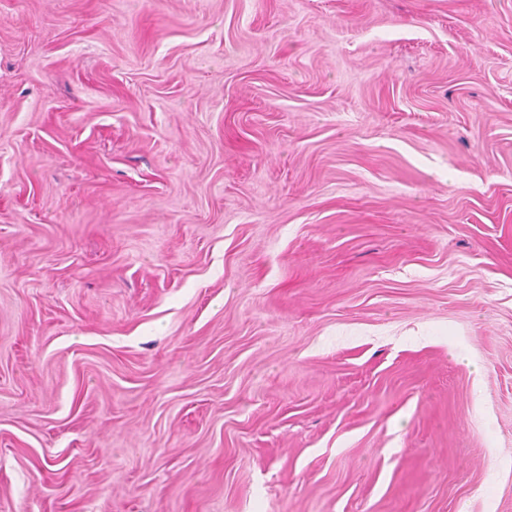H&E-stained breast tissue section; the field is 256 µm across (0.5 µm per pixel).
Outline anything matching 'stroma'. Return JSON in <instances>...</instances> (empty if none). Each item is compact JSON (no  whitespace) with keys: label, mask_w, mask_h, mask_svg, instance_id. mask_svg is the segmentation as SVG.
<instances>
[{"label":"stroma","mask_w":512,"mask_h":512,"mask_svg":"<svg viewBox=\"0 0 512 512\" xmlns=\"http://www.w3.org/2000/svg\"><path fill=\"white\" fill-rule=\"evenodd\" d=\"M0 512H512V0H0Z\"/></svg>","instance_id":"obj_1"}]
</instances>
